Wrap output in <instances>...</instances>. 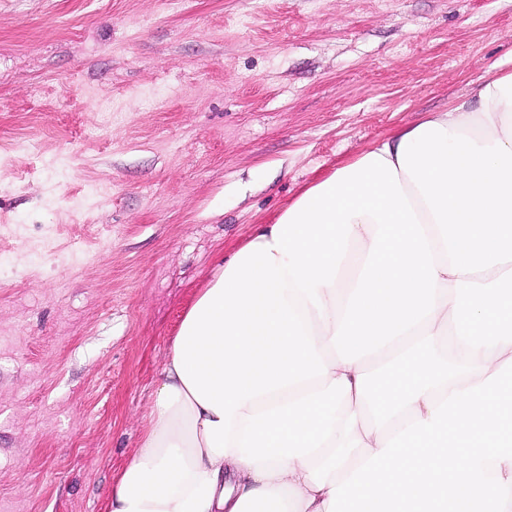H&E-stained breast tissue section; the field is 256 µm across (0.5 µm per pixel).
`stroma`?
<instances>
[{"instance_id":"obj_1","label":"stroma","mask_w":512,"mask_h":512,"mask_svg":"<svg viewBox=\"0 0 512 512\" xmlns=\"http://www.w3.org/2000/svg\"><path fill=\"white\" fill-rule=\"evenodd\" d=\"M512 72V0H0V512H108L220 255Z\"/></svg>"}]
</instances>
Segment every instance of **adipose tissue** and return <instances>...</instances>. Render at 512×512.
I'll return each instance as SVG.
<instances>
[{
  "mask_svg": "<svg viewBox=\"0 0 512 512\" xmlns=\"http://www.w3.org/2000/svg\"><path fill=\"white\" fill-rule=\"evenodd\" d=\"M109 512H512V73L216 266Z\"/></svg>",
  "mask_w": 512,
  "mask_h": 512,
  "instance_id": "ef3b65f1",
  "label": "adipose tissue"
}]
</instances>
